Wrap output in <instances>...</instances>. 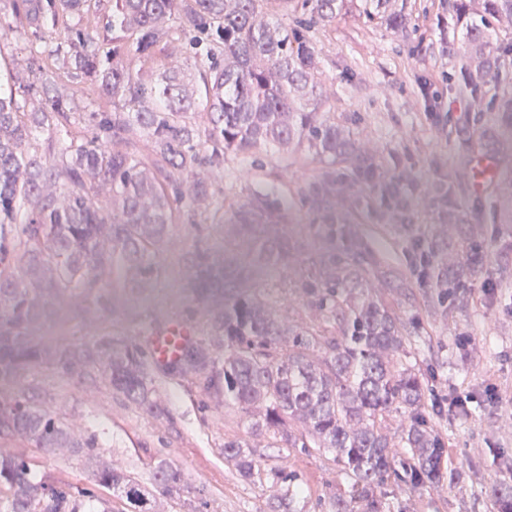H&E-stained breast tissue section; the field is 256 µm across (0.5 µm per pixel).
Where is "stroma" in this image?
Wrapping results in <instances>:
<instances>
[{
  "label": "stroma",
  "mask_w": 512,
  "mask_h": 512,
  "mask_svg": "<svg viewBox=\"0 0 512 512\" xmlns=\"http://www.w3.org/2000/svg\"><path fill=\"white\" fill-rule=\"evenodd\" d=\"M413 32L403 37L347 14L320 29L315 40L326 76L328 106L338 124L367 151L378 178L369 180L348 163L336 166V193L330 209L312 205L311 186L322 166L301 154L276 155L255 163L230 159L224 166V205L276 186L288 201L281 228L300 246L287 268L260 275L262 297L293 324L309 321L298 284L319 251L368 259L371 285L398 280L385 300L408 323L416 361L425 375L424 409L448 443L453 479L428 494L401 497L404 512H497L493 481L512 483V154L498 157L497 175L482 189L474 171L482 155L464 146V123L488 125L479 107L457 92L467 69L457 51L460 29L446 0H408ZM400 177L407 208L386 206L382 188ZM190 225L175 229L160 257L155 288L133 301L118 300L96 324L67 320L48 325V343L81 344L112 331L140 341L147 325L169 318L206 328V313L194 309L185 292L184 255L198 238ZM491 248L479 263L463 253L473 240ZM447 245L453 289L448 300L414 274L412 253ZM165 416H147L112 391L99 376L67 377L36 366L13 394L57 412L69 424L95 435L101 463L135 473L156 497L159 512H270L266 480L249 481L224 455V442L248 438L266 469L297 472V496L313 512L331 488L348 489L332 455L271 447L267 438L248 436L236 408L206 394L192 375L168 373L146 362ZM466 401L469 412H449L451 401ZM38 473L86 487L90 464L73 452H47L20 443ZM167 459L183 475L179 497L162 496L154 461Z\"/></svg>",
  "instance_id": "stroma-1"
}]
</instances>
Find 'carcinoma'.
<instances>
[{"label": "carcinoma", "instance_id": "obj_1", "mask_svg": "<svg viewBox=\"0 0 512 512\" xmlns=\"http://www.w3.org/2000/svg\"><path fill=\"white\" fill-rule=\"evenodd\" d=\"M112 3V14L102 13ZM406 0H0V45H15L0 81V387L35 363L64 375L90 372L143 412L161 416L146 350L104 331L81 346L48 347L38 336L61 302L92 321L117 291L145 292L180 225L201 210L224 230V250L203 241L185 255L194 305L210 312L213 352L195 341L169 372L196 377L241 413L247 432L279 448L333 455L350 483L319 500L320 512H392L391 494L432 489L448 452L423 414L425 377L408 361L407 326L369 286L363 262L312 258L301 284L314 323L292 326L257 295L254 273L288 266L297 244L279 232L288 202L275 188L224 218L216 176L230 157L305 153L326 169L310 190L326 207L336 160L376 177L326 100L312 32L354 10L370 26L408 32ZM463 33L458 51L478 58L459 85L474 96L493 86L492 135L482 149L512 148V78L493 34L512 22V0H448ZM179 43L188 71L170 63ZM98 90L93 109L77 85ZM399 417L398 441L390 420ZM37 448H75L97 462L95 490L36 479L26 456L0 448V512H154L129 471L99 463L93 436L18 396L0 392V436ZM246 478L261 476L249 443L224 441ZM163 493L180 495L181 474L156 463ZM272 512H303L295 472L271 473ZM499 512H512V484L495 483Z\"/></svg>", "mask_w": 512, "mask_h": 512}]
</instances>
